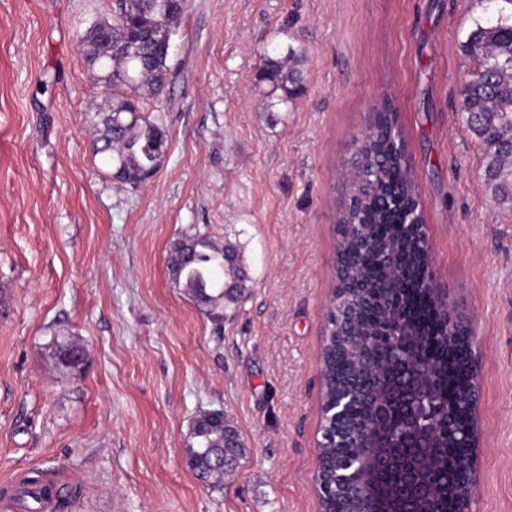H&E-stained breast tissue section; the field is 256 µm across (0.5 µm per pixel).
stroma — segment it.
<instances>
[{
  "instance_id": "stroma-1",
  "label": "stroma",
  "mask_w": 512,
  "mask_h": 512,
  "mask_svg": "<svg viewBox=\"0 0 512 512\" xmlns=\"http://www.w3.org/2000/svg\"><path fill=\"white\" fill-rule=\"evenodd\" d=\"M116 0H0V483L47 472L64 512H317L322 381L344 163L382 99L399 114L432 268L478 341L479 489L512 512V210L457 108L482 0H187L174 73L141 99L166 138L126 184L93 152L109 90L79 43ZM303 50L283 103L264 58ZM231 243L248 278L215 324L175 287L173 241ZM72 337L82 374L48 345ZM221 410L247 446L215 488L191 425Z\"/></svg>"
}]
</instances>
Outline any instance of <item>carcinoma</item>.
I'll return each instance as SVG.
<instances>
[{"instance_id":"cac0c4a2","label":"carcinoma","mask_w":512,"mask_h":512,"mask_svg":"<svg viewBox=\"0 0 512 512\" xmlns=\"http://www.w3.org/2000/svg\"><path fill=\"white\" fill-rule=\"evenodd\" d=\"M185 0H126L117 18L100 19L80 38L87 66L112 90V102L97 130L94 152L116 177L136 187L154 169L164 152L165 137L153 121L139 116L140 90L158 94L171 68L159 41L183 13ZM464 51L474 62L460 92L462 122L479 139L484 185L500 206L512 207V12L501 10L474 20ZM303 53L288 51L289 65L264 61L266 79L283 92L282 100L297 95ZM371 119L366 151L386 158L377 176L351 182L338 210V223L347 225L336 240L333 288H346L350 274H361L365 290L356 338L347 346L323 341L320 369L325 415L321 421L323 457L334 462L354 452L345 437L352 423L371 424L390 444L381 455L403 459L420 456L426 489L445 499L453 494V466L464 441L448 435L460 429L463 395L472 380L467 353L448 343L443 316L421 283L426 259L419 228L408 223L420 208L415 173L394 150L390 140L398 115L383 101ZM240 257L237 248L206 236H186L173 244L171 271L176 286L186 288L197 308L215 323L224 309L237 304L246 275L224 264V255ZM55 367L73 373L83 370L86 354L70 338L51 341ZM352 386L361 399L349 408L346 420L335 421L336 395ZM246 454L243 442L224 447V422L206 412L192 423L187 462L205 482L224 480V463ZM399 470L388 471L375 494L377 512H406L409 503L395 491ZM321 507L325 512H355L351 495L336 488L334 474L324 477Z\"/></svg>"}]
</instances>
